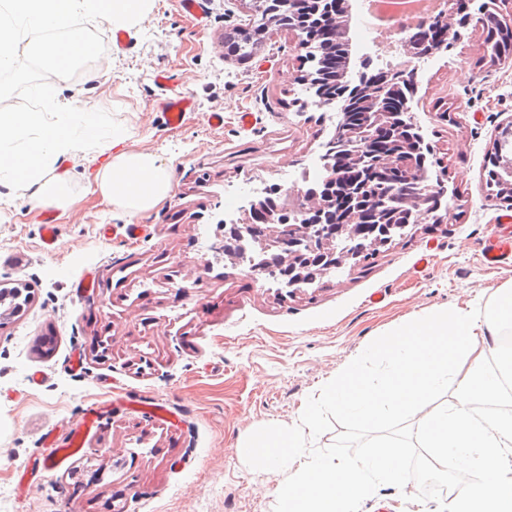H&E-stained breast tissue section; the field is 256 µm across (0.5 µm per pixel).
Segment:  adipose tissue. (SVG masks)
Segmentation results:
<instances>
[{"label":"adipose tissue","mask_w":512,"mask_h":512,"mask_svg":"<svg viewBox=\"0 0 512 512\" xmlns=\"http://www.w3.org/2000/svg\"><path fill=\"white\" fill-rule=\"evenodd\" d=\"M96 189L127 214L152 209L171 180L151 152L122 151L96 181ZM512 326V284L496 290L485 316L460 308L433 309L374 338L304 409L315 426L324 408L359 424L379 426L393 417L417 418V438L437 466L449 461L478 474L454 498L449 512H512V350L498 349ZM498 364H490V353ZM456 382L455 399L439 405L437 394Z\"/></svg>","instance_id":"1"}]
</instances>
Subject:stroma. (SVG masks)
I'll list each match as a JSON object with an SVG mask.
<instances>
[{
  "label": "stroma",
  "instance_id": "obj_1",
  "mask_svg": "<svg viewBox=\"0 0 512 512\" xmlns=\"http://www.w3.org/2000/svg\"><path fill=\"white\" fill-rule=\"evenodd\" d=\"M252 8L202 0L197 18L179 0H151L129 30L98 24L105 55L60 87V101L112 112L124 149L162 158L171 190L154 208L131 217L93 191L110 159L96 149L56 163L75 189L66 208L35 206L0 184V289L33 287L23 312L0 320V512H274L283 474L252 469L239 452L253 428L297 425L374 337L431 309L485 314L512 283V260L492 268L482 258L506 213L488 199L485 159L512 121V61L485 58L475 21L417 71L413 111L447 165L445 223L417 225L367 265L293 295L207 251L224 235L223 210L260 183L284 195L329 138L330 110L309 103L292 33L272 28L251 56L226 54ZM162 72L170 86L157 83ZM173 92L193 100L176 126L161 119ZM214 112L223 125L211 123ZM243 112L255 116L247 131ZM46 218L58 226L48 248ZM134 222L149 236L100 232ZM86 273L92 287L80 297L73 284ZM75 350L78 372L68 367ZM107 399L69 467L38 472L44 435L66 439ZM417 492L380 486L360 512H436Z\"/></svg>",
  "mask_w": 512,
  "mask_h": 512
}]
</instances>
